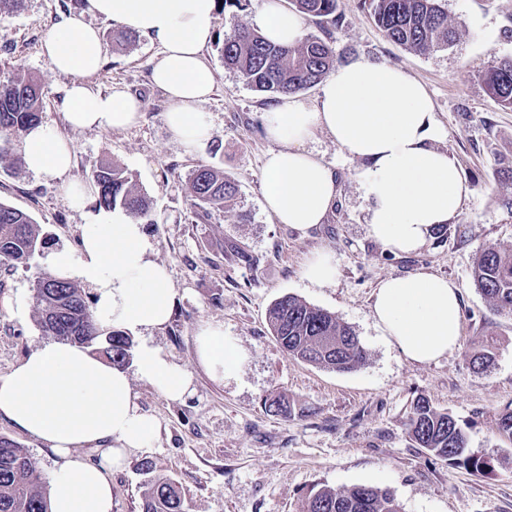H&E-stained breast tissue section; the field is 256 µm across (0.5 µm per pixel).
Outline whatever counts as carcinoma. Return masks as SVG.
Masks as SVG:
<instances>
[{"mask_svg":"<svg viewBox=\"0 0 512 512\" xmlns=\"http://www.w3.org/2000/svg\"><path fill=\"white\" fill-rule=\"evenodd\" d=\"M377 26L392 42L426 52L448 46L457 38L448 23L441 0H364ZM302 17L336 21L338 0H289ZM224 66L236 72L251 88L272 94H294L317 84L335 67L329 42L314 36L284 47L267 41L245 25L225 35L221 48ZM483 80L492 97L512 109V58H495ZM43 97L31 77L18 76L0 84V139L7 142L41 122ZM91 181L95 205L104 210L120 208L135 220H151V200L133 175L114 164L94 168ZM192 206L209 215L231 206L237 186L224 174L199 165L189 174ZM51 237L26 212L0 202V261L26 266L40 248H49ZM474 283L490 305L512 314V249L490 247L476 258ZM37 323L44 334L61 341H76L90 348L118 369L132 360L131 337L122 330L104 332L92 311V301L71 280L46 272L34 284ZM268 326L277 342L294 357L339 372L351 371L366 361V351L354 330L335 315L294 295H284L268 310ZM408 433L431 455L444 458L474 473L492 470L491 460L467 450L461 425L448 413L433 408L423 397L411 408ZM141 470L149 475L139 512H187L185 497L171 478L154 474V463L145 459ZM0 512H49L47 491L41 486L29 451L0 436ZM301 512H401L392 493L371 486L347 489L312 488Z\"/></svg>","mask_w":512,"mask_h":512,"instance_id":"carcinoma-1","label":"carcinoma"}]
</instances>
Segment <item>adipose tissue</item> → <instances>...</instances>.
<instances>
[{
	"mask_svg": "<svg viewBox=\"0 0 512 512\" xmlns=\"http://www.w3.org/2000/svg\"><path fill=\"white\" fill-rule=\"evenodd\" d=\"M217 6V0H86L85 12L64 17L45 38L42 53L65 80L61 110L68 125L122 130L137 123L142 109L123 89L107 94L93 89L90 80L101 67L103 46L98 29L85 20L90 13L161 44L152 80L167 100L165 121L186 151L208 140L212 126L201 105L213 91V76L203 51L214 38ZM257 24L277 44H294L303 35L302 17L278 0H265ZM264 124L274 144L263 168L264 207L276 223L290 228L305 231L324 223L340 198L335 173L304 147L318 131L356 162L354 177L369 201L368 233L390 253L417 251L473 194L456 159L437 146L444 130L425 86L399 68L364 58L336 66L315 101L281 96L265 112ZM20 152L35 176L62 180L65 196L86 217L77 252L49 253L46 268L91 285L102 328L142 338L131 374L79 344L54 340L34 348L0 376V415L53 451L49 512H112L113 472L133 449L151 447L158 432L137 402L131 375L172 401L193 392L191 375L145 336L168 323L175 292L166 265L153 257L144 224L118 209H94L85 186L65 181L73 161L71 141L42 123L22 134ZM372 315L410 361L428 364L459 345L460 290L429 270L382 281ZM197 356L218 381L246 360L225 340L223 328L208 321L197 329ZM90 445L101 450L97 460L81 453Z\"/></svg>",
	"mask_w": 512,
	"mask_h": 512,
	"instance_id": "obj_1",
	"label": "adipose tissue"
}]
</instances>
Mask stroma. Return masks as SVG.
Wrapping results in <instances>:
<instances>
[{
    "mask_svg": "<svg viewBox=\"0 0 512 512\" xmlns=\"http://www.w3.org/2000/svg\"><path fill=\"white\" fill-rule=\"evenodd\" d=\"M458 31L450 47L419 53L388 40L363 0H339L337 24L305 19L303 33L330 42L337 64L363 57L402 69L424 84L445 130L440 149L452 154L473 188L460 214L418 251L393 255L367 233L369 202L352 177L354 162L325 133L306 149L332 167L341 197L325 223L302 232L279 224L263 207L264 158L272 143L260 123L277 98L259 93L224 66L216 43L204 52L214 90L202 104L213 134L185 152L169 131L163 92L151 81L162 47L137 37L129 47L112 43L114 24L88 16L103 40V66L91 82L103 93L121 88L138 96L136 125L120 130L76 131L58 105L62 80L51 71L42 43L63 16L85 0H21L0 14V82L36 79L43 93V123L73 141L66 175L87 183L94 167L113 163L131 171L153 202L147 231L153 256L164 263L176 294L172 317L152 332L154 344L191 374L194 391L174 402L132 377L141 409L155 419L152 447L135 450L112 475V512H138L145 477L138 469L153 459L160 473L184 492L190 512H297L313 487L366 485L390 490L402 512H512V441L497 419L512 409V315L493 309L475 288L472 268L486 247L512 248V110L502 109L482 80L490 60L512 58V0H442ZM0 159V202L28 213L54 239V251H75L84 223L65 198L61 182L34 177L12 165L19 141ZM204 164L223 171L238 188L235 203L196 216L187 176ZM336 263L333 283L316 288L304 278L315 252ZM425 268L454 281L462 297L457 349L436 362L405 359L381 334L372 314L374 293L390 277ZM46 270L0 263V375L32 347L47 340L37 323L33 284ZM297 296L333 313L356 333L364 365L336 372L286 353L270 334L266 313L283 295ZM224 327V337L247 355L224 381L213 380L196 356L200 321ZM495 347L487 370L474 368L480 341ZM284 397L288 417L266 412V401ZM462 426L470 452L490 458L481 476L433 457L411 440L407 422L417 397ZM0 435L24 446L48 484L54 458L46 443L0 417Z\"/></svg>",
    "mask_w": 512,
    "mask_h": 512,
    "instance_id": "stroma-1",
    "label": "stroma"
}]
</instances>
